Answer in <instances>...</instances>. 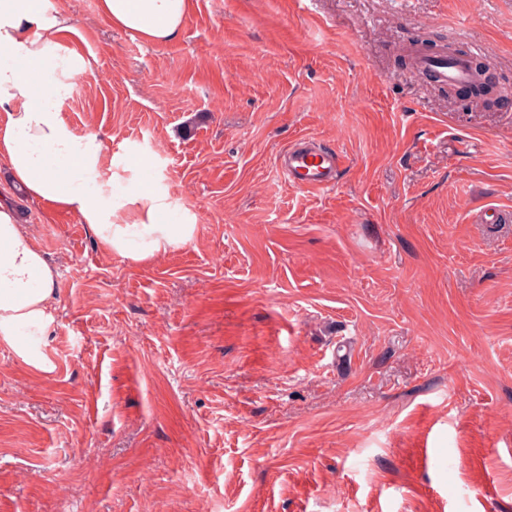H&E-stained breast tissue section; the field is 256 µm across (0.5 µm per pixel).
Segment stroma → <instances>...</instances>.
Masks as SVG:
<instances>
[{
  "label": "stroma",
  "mask_w": 512,
  "mask_h": 512,
  "mask_svg": "<svg viewBox=\"0 0 512 512\" xmlns=\"http://www.w3.org/2000/svg\"><path fill=\"white\" fill-rule=\"evenodd\" d=\"M70 16L61 106L197 224L144 263L15 197L58 271L42 374L0 342V512H512V98L464 106L420 35L512 85V0H193L161 44ZM301 138L343 157L289 184ZM279 166L292 185L309 191H321L336 184L343 157L335 150L301 141L289 145L281 153Z\"/></svg>",
  "instance_id": "obj_1"
}]
</instances>
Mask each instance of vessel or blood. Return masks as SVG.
<instances>
[{"instance_id":"vessel-or-blood-1","label":"vessel or blood","mask_w":512,"mask_h":512,"mask_svg":"<svg viewBox=\"0 0 512 512\" xmlns=\"http://www.w3.org/2000/svg\"><path fill=\"white\" fill-rule=\"evenodd\" d=\"M414 70L435 85L468 84L473 72L468 57L448 56L446 51H420L414 55ZM283 175L292 185L321 191L335 185L343 157L332 149H322L301 141L288 146L279 157Z\"/></svg>"}]
</instances>
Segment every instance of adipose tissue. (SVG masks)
<instances>
[{
  "instance_id": "obj_1",
  "label": "adipose tissue",
  "mask_w": 512,
  "mask_h": 512,
  "mask_svg": "<svg viewBox=\"0 0 512 512\" xmlns=\"http://www.w3.org/2000/svg\"><path fill=\"white\" fill-rule=\"evenodd\" d=\"M192 0H100L112 27L150 44L175 39ZM65 15L39 0H0V164L31 202L77 213L100 246L135 262L189 243L193 218L158 181L133 170L104 173L103 138L81 132L60 99L89 71L65 39ZM128 181L125 193L113 183ZM57 272L13 210L0 204V342L35 370L54 365L44 351L54 320Z\"/></svg>"
}]
</instances>
